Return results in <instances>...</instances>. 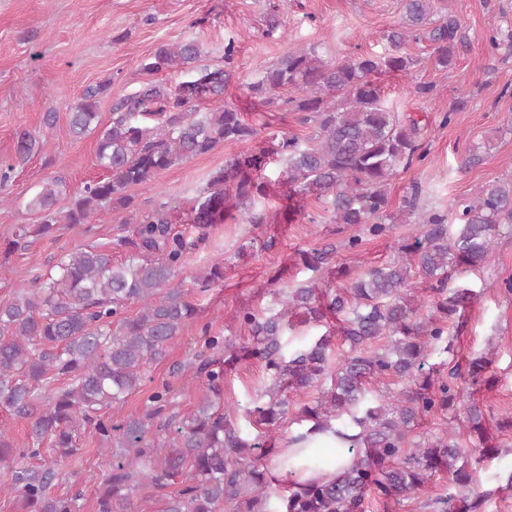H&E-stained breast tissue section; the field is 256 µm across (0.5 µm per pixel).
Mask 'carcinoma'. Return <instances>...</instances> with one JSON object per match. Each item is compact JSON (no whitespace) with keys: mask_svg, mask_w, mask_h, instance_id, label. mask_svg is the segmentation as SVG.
<instances>
[{"mask_svg":"<svg viewBox=\"0 0 512 512\" xmlns=\"http://www.w3.org/2000/svg\"><path fill=\"white\" fill-rule=\"evenodd\" d=\"M403 20L386 36L383 54L360 55L340 62L322 59L316 47L288 54L246 84L261 106H283L301 113L300 120L316 134L302 142L287 133L273 135L257 151L238 154L212 172L193 200L184 222L199 235L189 240L171 229L173 207L164 202L135 220L131 233H119L104 248L91 242L63 255L53 270L32 278L0 302V406L28 427L26 446L11 443L0 428V469L8 481L0 494L17 498L22 512H77L79 496L58 497L51 488L58 465L76 454L79 435L89 429L100 436L108 467L96 498V512H131L132 499L143 484L159 489L177 477L184 486L161 499L156 512H267L274 493V476H266L260 457L250 458L261 443H251L241 428L224 416L221 381L224 368L213 355L199 354L184 366L202 380V403L179 422L163 416L169 390L149 397V409L137 418L115 424L111 408L139 391L146 367L163 359L168 345L195 307L187 292L173 284L186 255L206 236V229L228 220L266 223L255 209L269 195L264 171L276 161L283 165L280 183L284 215L295 216L303 201L315 197L327 205L335 224H360L372 237L390 231L388 181L427 157L420 143V120L404 119L388 110L378 76L413 66L403 53L407 41L426 40L435 65L453 66L466 35L451 12L434 16V0H406ZM235 42L224 45L225 67L199 65L203 51L196 40L159 47L142 64L155 74L194 66L186 80L167 86L149 81L112 103V119L99 127L97 103L111 93L112 82L84 90L72 109L69 126L81 137L99 131L97 159L103 178L86 183L65 206L58 205L56 179L27 202L38 223L17 228L9 248H22L46 236L58 224H92L99 213L117 206L129 208V190L146 186L162 171L212 151L224 142L252 138L256 130L242 113L219 106L233 78ZM290 96L282 99L280 93ZM215 104L207 112L197 106ZM421 189L403 199L405 212L421 225L420 233L400 246L402 257L374 266L356 280L336 289L321 288L311 278L280 299L281 309L239 313L253 343L242 347L265 361L273 387L269 401L250 411L252 422L271 429L288 412V394L317 387L328 380L316 404L301 409L298 420L311 421L314 430L339 428L334 434L348 443L352 463L327 482L293 483L288 512H361L365 495L374 491L395 503L408 498L442 466L472 458H489L488 449L475 454L462 446L454 426L425 443L410 444L406 436L419 421L446 411L471 386L482 384L491 360L478 356L466 366L442 361L426 365L427 351L452 352L445 337L448 317L472 299L470 290H451L452 273L466 272L489 262L500 229L512 227V181L486 185L472 200L454 204L448 214L419 205ZM124 253L112 260V251ZM334 247L303 254L304 267L319 273L331 262ZM428 283L432 313L418 316L409 292L410 271ZM224 279V263L217 261L194 276L200 291ZM140 310L123 316L129 304ZM302 315L320 323L338 320V332L349 351L336 366L329 365L331 332L290 355L282 336L290 326L286 317ZM388 344L366 351L380 337ZM395 376L412 387L368 400L366 383ZM63 381V386L55 383ZM483 410L466 408V427L483 438ZM174 426L161 438L158 432ZM49 448L44 449V441ZM458 492L442 500L443 512H471L475 494L469 475L453 471Z\"/></svg>","mask_w":512,"mask_h":512,"instance_id":"carcinoma-1","label":"carcinoma"}]
</instances>
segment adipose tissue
<instances>
[{"instance_id":"1","label":"adipose tissue","mask_w":512,"mask_h":512,"mask_svg":"<svg viewBox=\"0 0 512 512\" xmlns=\"http://www.w3.org/2000/svg\"><path fill=\"white\" fill-rule=\"evenodd\" d=\"M320 448L328 449V457L320 466H310V455ZM351 461L347 445L329 431L312 434L303 444H285L275 457L277 470L293 475L296 482L303 484L312 480H329Z\"/></svg>"}]
</instances>
